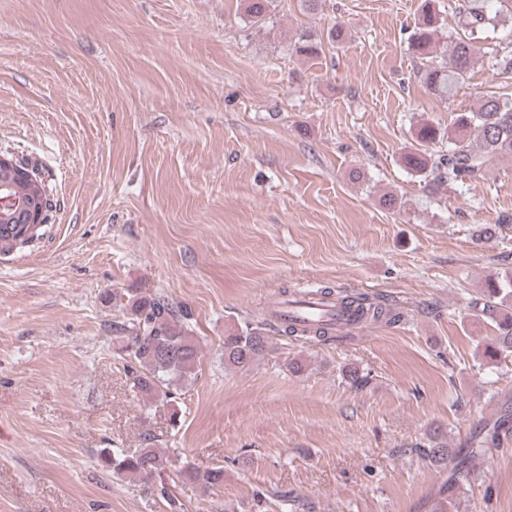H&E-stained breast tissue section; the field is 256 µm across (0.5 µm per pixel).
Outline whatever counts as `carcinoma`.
Segmentation results:
<instances>
[{
	"mask_svg": "<svg viewBox=\"0 0 512 512\" xmlns=\"http://www.w3.org/2000/svg\"><path fill=\"white\" fill-rule=\"evenodd\" d=\"M246 12L255 24L265 22L271 0H246ZM487 0H456V36L440 57L434 56V36L439 25L437 0H423L418 25L410 36V46L421 60L419 72L428 90L444 99L454 97L464 83L477 56L471 35L478 30L506 28L512 24V8L491 11ZM505 46L495 56V66L502 74H512V30L504 36ZM295 53L316 57L321 52V41L311 33H304L294 44ZM417 148L402 157L404 166L419 175L425 187L437 191L443 187H470L485 179L488 168L497 159H512V98L494 95L482 100L479 107L469 112L455 113L448 125V135H443L434 125L423 123L414 132ZM448 147L437 153L430 147L443 141ZM9 189L7 193L21 202H38L45 212L51 204L43 180L31 182L20 176L3 177ZM9 219H0V251L11 252L17 245L25 246L32 238L18 240L6 235L1 228ZM501 224H478L472 237L488 241L502 233ZM314 296L332 300L352 312L359 323H391L399 320L398 314L386 304L361 293L335 291L325 286L317 289ZM113 303L119 305L123 320L113 323L112 345L124 360L130 386L144 400L172 399L178 391V382L194 370L198 359V346L190 336V314L187 310L169 302L165 297L139 296L137 294H112ZM475 316L489 323L495 330L493 342L483 349V358L496 364L501 357L512 353V276L492 275L485 281L480 297L471 302ZM278 332L283 336L298 337L310 341H332V319L320 317L310 323L289 314L277 320ZM272 341L259 328L246 325L240 331L224 337V365L244 369L270 353ZM512 432V408L502 407L497 419L475 432L466 447L448 448V442L434 435L429 438L422 455L435 466L453 464L452 480L448 490L454 492L469 482L471 464L484 449L498 446L505 433ZM103 466L125 477H136L144 487L176 505L177 499L168 488L150 484L151 479L165 472L172 465L168 452L161 448H103L99 453ZM186 473L207 491L224 482V467L204 469L186 468Z\"/></svg>",
	"mask_w": 512,
	"mask_h": 512,
	"instance_id": "carcinoma-1",
	"label": "carcinoma"
}]
</instances>
